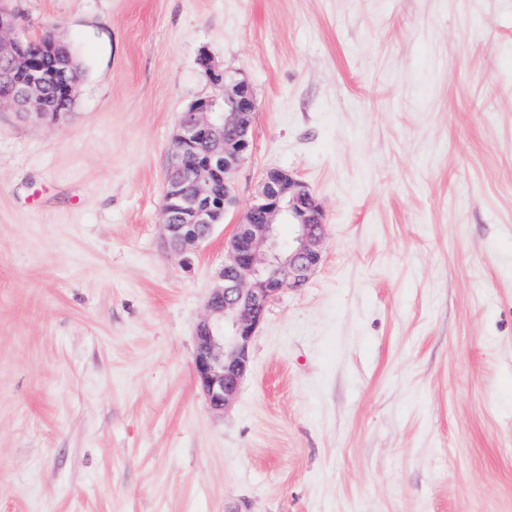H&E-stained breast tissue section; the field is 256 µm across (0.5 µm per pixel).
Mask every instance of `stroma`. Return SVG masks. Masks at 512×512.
<instances>
[{"label":"stroma","instance_id":"obj_1","mask_svg":"<svg viewBox=\"0 0 512 512\" xmlns=\"http://www.w3.org/2000/svg\"><path fill=\"white\" fill-rule=\"evenodd\" d=\"M71 113L0 110V512H512V0H10ZM247 80L223 222L176 257L178 118ZM322 207L233 406L195 328L266 171Z\"/></svg>","mask_w":512,"mask_h":512}]
</instances>
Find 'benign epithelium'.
Segmentation results:
<instances>
[{"mask_svg":"<svg viewBox=\"0 0 512 512\" xmlns=\"http://www.w3.org/2000/svg\"><path fill=\"white\" fill-rule=\"evenodd\" d=\"M27 36L13 12H0V108L9 106L39 121L65 118L48 94L66 88L71 66L52 67L28 56ZM200 66L224 81V108L199 100L182 113L164 166V231L173 252H194L224 219L231 200V175L251 147L255 107L252 88L215 71L209 56ZM295 228L292 240L278 236V225ZM324 214L309 186L286 170L271 169L261 182L242 223L236 225L228 258L196 327L193 372L208 409L224 411L235 401L249 371L248 342L268 305L285 291L301 288L322 262Z\"/></svg>","mask_w":512,"mask_h":512,"instance_id":"7a95c632","label":"benign epithelium"}]
</instances>
